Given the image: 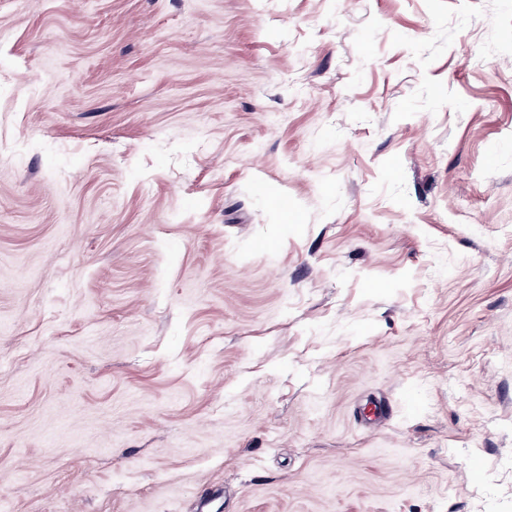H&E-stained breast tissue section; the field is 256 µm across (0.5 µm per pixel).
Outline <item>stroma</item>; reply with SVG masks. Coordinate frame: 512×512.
I'll return each mask as SVG.
<instances>
[{
    "instance_id": "stroma-1",
    "label": "stroma",
    "mask_w": 512,
    "mask_h": 512,
    "mask_svg": "<svg viewBox=\"0 0 512 512\" xmlns=\"http://www.w3.org/2000/svg\"><path fill=\"white\" fill-rule=\"evenodd\" d=\"M0 512H512V0H0Z\"/></svg>"
}]
</instances>
